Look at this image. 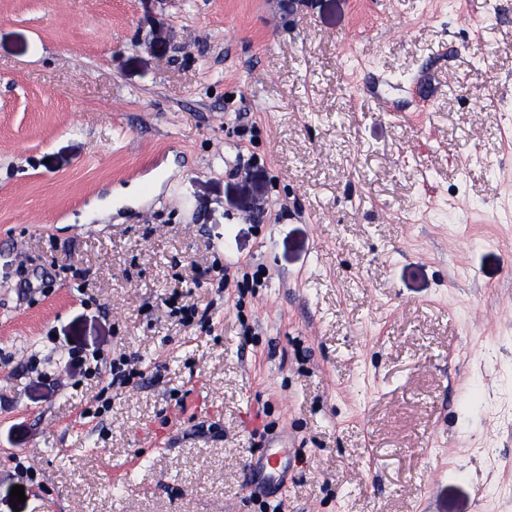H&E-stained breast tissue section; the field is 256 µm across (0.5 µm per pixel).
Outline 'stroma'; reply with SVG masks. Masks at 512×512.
<instances>
[{
  "mask_svg": "<svg viewBox=\"0 0 512 512\" xmlns=\"http://www.w3.org/2000/svg\"><path fill=\"white\" fill-rule=\"evenodd\" d=\"M266 423L288 512H512V0H0V512H260ZM137 363L135 358L127 356L125 353H119L117 357L113 355L109 362L105 360V368L109 364L108 376H110L107 388H125L142 379L144 372L137 367ZM268 448V452L250 466L257 471L259 479L267 488L281 491L286 485L288 446L282 437L276 436L271 439Z\"/></svg>",
  "mask_w": 512,
  "mask_h": 512,
  "instance_id": "obj_1",
  "label": "stroma"
}]
</instances>
